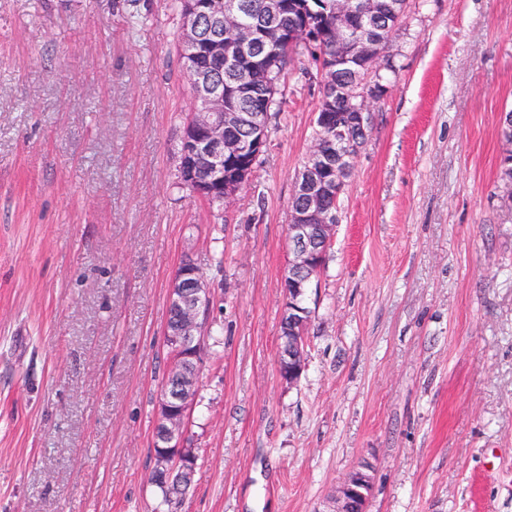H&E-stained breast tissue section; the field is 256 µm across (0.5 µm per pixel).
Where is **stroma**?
Instances as JSON below:
<instances>
[{
	"mask_svg": "<svg viewBox=\"0 0 512 512\" xmlns=\"http://www.w3.org/2000/svg\"><path fill=\"white\" fill-rule=\"evenodd\" d=\"M172 0H0V512H164L150 483L182 261L213 285L177 512H512V0H409L342 198L307 366L277 372L307 56L249 184L178 178L193 94ZM374 466L360 462L336 488V507L330 512H367L373 489Z\"/></svg>",
	"mask_w": 512,
	"mask_h": 512,
	"instance_id": "stroma-1",
	"label": "stroma"
}]
</instances>
